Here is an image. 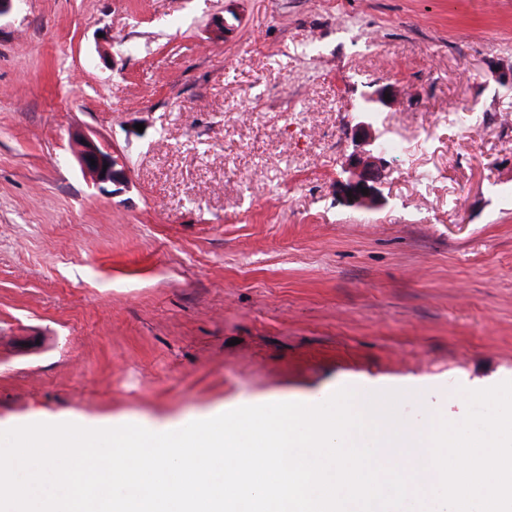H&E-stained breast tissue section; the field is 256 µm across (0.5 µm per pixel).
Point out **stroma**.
Returning a JSON list of instances; mask_svg holds the SVG:
<instances>
[{
    "mask_svg": "<svg viewBox=\"0 0 512 512\" xmlns=\"http://www.w3.org/2000/svg\"><path fill=\"white\" fill-rule=\"evenodd\" d=\"M512 0H16L0 19V428L165 427L512 380ZM420 145L344 204L361 94ZM477 105L478 132L449 113ZM129 180L83 176L75 132ZM385 94H389L391 100L385 99ZM397 95L394 92H389L387 89H381L373 95L364 98L363 105L359 108L358 112L364 118L372 119L377 112H380L381 106L388 107L395 103Z\"/></svg>",
    "mask_w": 512,
    "mask_h": 512,
    "instance_id": "stroma-1",
    "label": "stroma"
}]
</instances>
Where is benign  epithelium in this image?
Segmentation results:
<instances>
[{"mask_svg": "<svg viewBox=\"0 0 512 512\" xmlns=\"http://www.w3.org/2000/svg\"><path fill=\"white\" fill-rule=\"evenodd\" d=\"M396 98L395 93L381 89L365 97L363 105L359 108L363 120L354 128L359 150L347 160L345 172L348 173V177L341 183L342 199L352 208L374 210L383 204V198L377 188L383 177L382 152L369 119L373 118L381 107L394 104ZM74 145L81 171L90 176L100 190H105L107 184L121 185L128 182V169L123 159L105 142L83 132H77L74 135ZM92 158L96 161L94 165L90 162ZM363 188L368 190L365 195L361 193Z\"/></svg>", "mask_w": 512, "mask_h": 512, "instance_id": "benign-epithelium-1", "label": "benign epithelium"}]
</instances>
